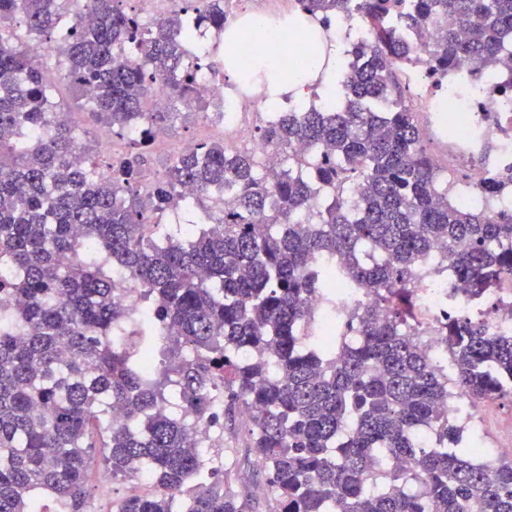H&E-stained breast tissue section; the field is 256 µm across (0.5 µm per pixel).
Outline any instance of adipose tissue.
Listing matches in <instances>:
<instances>
[{"mask_svg": "<svg viewBox=\"0 0 512 512\" xmlns=\"http://www.w3.org/2000/svg\"><path fill=\"white\" fill-rule=\"evenodd\" d=\"M298 38L307 40L312 63L307 70L292 74L285 60L290 45ZM248 39L258 43L248 65L262 74L253 87L260 92L265 109H280L288 96L298 104H305L312 91L325 103L335 97L336 81L344 62L342 44L337 41L335 30L321 32L314 20L300 16L289 17L281 26L270 24L260 15L243 16L237 24L225 29L221 52L225 75L238 83L243 80L239 46Z\"/></svg>", "mask_w": 512, "mask_h": 512, "instance_id": "obj_1", "label": "adipose tissue"}]
</instances>
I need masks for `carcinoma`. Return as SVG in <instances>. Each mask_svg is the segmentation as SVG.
Returning a JSON list of instances; mask_svg holds the SVG:
<instances>
[{
    "label": "carcinoma",
    "mask_w": 512,
    "mask_h": 512,
    "mask_svg": "<svg viewBox=\"0 0 512 512\" xmlns=\"http://www.w3.org/2000/svg\"><path fill=\"white\" fill-rule=\"evenodd\" d=\"M122 2L0 0V512H47L44 497L87 512L95 448L112 478L143 471L155 487L112 512H248L232 467L195 438L224 431L214 411L247 417L273 512H512V456L478 464L450 410L455 396L512 403V336L451 311L435 329L442 369L408 332L411 282L436 251L471 300L512 281V216L448 203L396 75L474 64L512 98L497 75L512 71V0H300L324 24L371 30L336 103L269 113L259 140L279 167L200 141L152 181L161 123L182 107L209 116L196 80L218 67L188 46L226 17L220 0H173L145 23ZM430 29L420 59L403 33ZM36 45L65 57L58 80L95 121L138 129L130 152L103 170L75 160ZM207 197L217 210L188 240L161 232L160 214ZM113 262L145 315L115 300ZM335 277L373 296L347 318L328 306L336 333L356 335L340 346L310 331Z\"/></svg>",
    "instance_id": "carcinoma-1"
}]
</instances>
